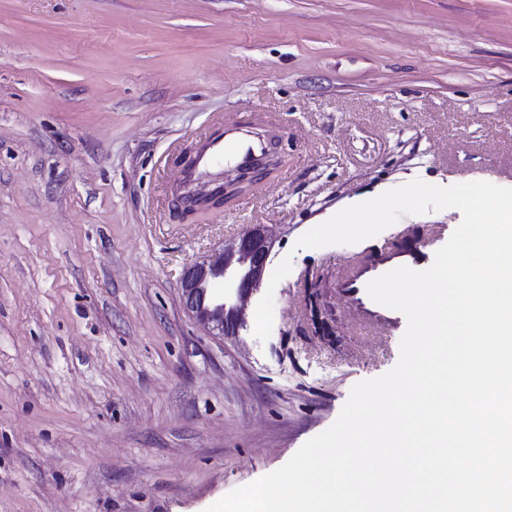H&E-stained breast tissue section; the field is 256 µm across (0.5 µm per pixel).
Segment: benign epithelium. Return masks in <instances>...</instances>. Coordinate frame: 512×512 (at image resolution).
Listing matches in <instances>:
<instances>
[{"label": "benign epithelium", "mask_w": 512, "mask_h": 512, "mask_svg": "<svg viewBox=\"0 0 512 512\" xmlns=\"http://www.w3.org/2000/svg\"><path fill=\"white\" fill-rule=\"evenodd\" d=\"M273 164L268 149L252 167L223 175L207 196L191 197L193 207L223 202ZM269 254L264 225L250 224L238 239L191 264L181 282V298L188 314L214 336L237 335L245 324L243 301L259 287Z\"/></svg>", "instance_id": "7a95c632"}]
</instances>
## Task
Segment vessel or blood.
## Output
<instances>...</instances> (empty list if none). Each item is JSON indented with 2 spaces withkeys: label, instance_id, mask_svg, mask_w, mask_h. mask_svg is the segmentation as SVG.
I'll list each match as a JSON object with an SVG mask.
<instances>
[{
  "label": "vessel or blood",
  "instance_id": "1",
  "mask_svg": "<svg viewBox=\"0 0 512 512\" xmlns=\"http://www.w3.org/2000/svg\"><path fill=\"white\" fill-rule=\"evenodd\" d=\"M265 149L262 139L255 137L240 122L225 119L223 132L203 140L195 152V163L185 171L189 181L214 178L217 166L228 163L237 167H249ZM430 265L426 246H397L383 248L373 258L359 261L346 269L337 281L340 296L366 323L377 326H394L400 323V312L375 303L366 291L367 283L396 267L407 266L423 270Z\"/></svg>",
  "mask_w": 512,
  "mask_h": 512
}]
</instances>
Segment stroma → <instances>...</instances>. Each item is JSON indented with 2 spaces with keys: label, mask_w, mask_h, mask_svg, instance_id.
Masks as SVG:
<instances>
[{
  "label": "stroma",
  "mask_w": 512,
  "mask_h": 512,
  "mask_svg": "<svg viewBox=\"0 0 512 512\" xmlns=\"http://www.w3.org/2000/svg\"><path fill=\"white\" fill-rule=\"evenodd\" d=\"M280 136L220 208L171 199L224 118ZM420 179L512 188V0H0V512H206L392 369L336 278L444 246L458 209L294 250L349 202ZM268 225L235 336L185 312L187 265Z\"/></svg>",
  "instance_id": "obj_1"
}]
</instances>
